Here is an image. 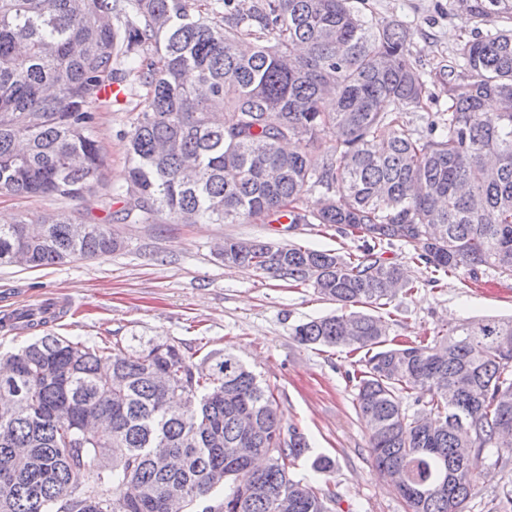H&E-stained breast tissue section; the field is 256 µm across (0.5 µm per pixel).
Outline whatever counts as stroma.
I'll list each match as a JSON object with an SVG mask.
<instances>
[{"label":"stroma","instance_id":"obj_1","mask_svg":"<svg viewBox=\"0 0 512 512\" xmlns=\"http://www.w3.org/2000/svg\"><path fill=\"white\" fill-rule=\"evenodd\" d=\"M365 15L397 20L410 32V48L427 80V111L448 105V80L458 65L461 43L486 33L483 22L456 0H353ZM141 91L130 87L100 112L96 135L103 170L121 186L127 167L124 132L136 115ZM64 204L51 198L0 195V213L12 219L58 214ZM123 247L112 255L63 265L29 269L0 266V311L57 302L65 315L48 324L58 336L89 339L118 337L136 346L167 341L192 362L205 351L238 354L273 389L284 423H293L313 453L330 456L328 479L339 495L337 512H403L386 480L372 466L368 432L357 417L353 382L347 378L354 358L342 348L304 345L294 337L297 324L330 314L333 304L307 285L287 282L253 269L229 268L215 255L224 239L278 240L341 254L358 242L332 229L301 224L113 223ZM388 262L407 267L420 281L418 292L399 295L389 305L391 334L400 341L456 321L512 317V277L489 270L470 279L460 275L430 285L429 269L413 265L409 249L387 247ZM481 494L465 512H489L503 488L512 486V463L489 454L481 462Z\"/></svg>","mask_w":512,"mask_h":512}]
</instances>
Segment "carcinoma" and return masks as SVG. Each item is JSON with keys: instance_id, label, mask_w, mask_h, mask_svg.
Masks as SVG:
<instances>
[{"instance_id": "1", "label": "carcinoma", "mask_w": 512, "mask_h": 512, "mask_svg": "<svg viewBox=\"0 0 512 512\" xmlns=\"http://www.w3.org/2000/svg\"><path fill=\"white\" fill-rule=\"evenodd\" d=\"M490 27L458 48L448 111L429 98L406 27L351 0H0V193L79 201L36 231L0 224V265L107 256L122 223L319 224L362 240L348 256L224 239V265L312 285L338 313L298 324L305 345L361 352L355 410L374 466L404 512H464L481 459L512 455V317L463 320L428 343H388L368 312L417 282L386 262L402 242L438 274L512 277V0H458ZM145 87L126 133L112 211L98 111L112 85ZM498 111L484 112L487 102ZM44 309L0 317L48 323ZM0 378V512H333L329 481L299 479L309 450L281 441L273 390L230 351L198 365L50 332L11 353ZM132 482L131 498L109 496Z\"/></svg>"}]
</instances>
